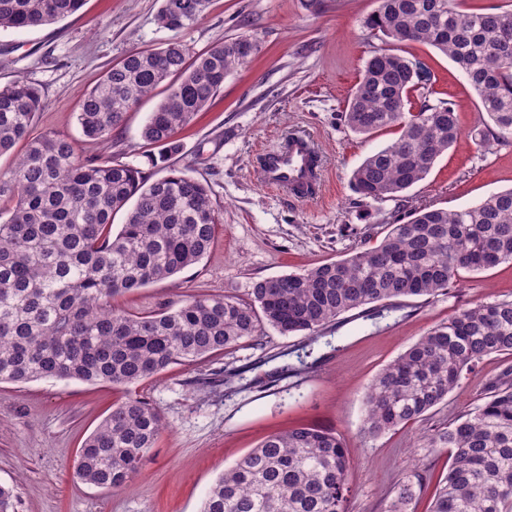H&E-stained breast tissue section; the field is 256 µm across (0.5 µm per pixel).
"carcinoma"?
I'll return each mask as SVG.
<instances>
[{
  "label": "carcinoma",
  "mask_w": 512,
  "mask_h": 512,
  "mask_svg": "<svg viewBox=\"0 0 512 512\" xmlns=\"http://www.w3.org/2000/svg\"><path fill=\"white\" fill-rule=\"evenodd\" d=\"M83 0H0L1 29H32L77 12ZM207 0H162L172 31L193 23ZM366 29L391 43H424L454 62L493 123L512 139V10L465 11L454 0H378ZM257 50L247 36L193 57L179 41L133 51L84 95V136L112 140L124 117L156 89L166 95L141 138L165 163L178 130L204 110L225 78ZM431 76L389 50L363 64L344 122L370 137L398 129L392 143L352 173L364 199H393L424 180L461 136L450 103L432 104ZM39 90L22 80L0 87V155L26 142L0 170V382L44 378L130 387L173 364L249 340L269 326L314 336L349 311L399 298L434 296L461 270L512 263V189L458 210L423 209L390 226L375 246L348 257L260 280L250 302L197 295L154 314L112 309L116 294L171 278L199 263L219 221L207 185L176 169L152 180L106 156H84L68 137H29ZM124 223L113 229L115 215ZM512 355V300L460 310L383 368L369 386L362 432L378 436L443 402L484 357ZM482 403L424 437L451 462L431 512H512V370ZM162 429L158 410L127 396L86 438L75 472L102 489L122 486ZM350 458L335 434L302 426L273 434L214 482L201 512H347ZM413 486L400 483L386 512H407Z\"/></svg>",
  "instance_id": "1"
}]
</instances>
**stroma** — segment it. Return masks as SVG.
I'll return each mask as SVG.
<instances>
[{"mask_svg":"<svg viewBox=\"0 0 512 512\" xmlns=\"http://www.w3.org/2000/svg\"><path fill=\"white\" fill-rule=\"evenodd\" d=\"M161 3L84 0L55 24L0 30V87L21 78L42 94L32 135L68 136L82 154L102 153L148 174L156 148L141 129L158 97L130 110L111 142L96 144L77 121L84 94L135 50L178 40L195 54L243 34L258 46L178 132L181 151L171 159L209 187L219 214L209 253L172 278L116 295V309L151 313L201 294L247 302L255 282L373 247L411 211L455 210L512 187V142L484 143L487 116L462 72L433 47L409 43L397 53L430 72L462 136L401 197L372 201L354 191L353 170L397 136L392 128L356 135L341 117L364 61L390 47L364 26L376 0H322L316 11L306 0H208L179 31L159 24ZM294 132L307 134L320 154L323 198L297 202L262 185L257 149L275 150ZM496 300H512V263L460 271L452 288L430 298L345 313L315 339L267 327L224 352L173 365L130 391L156 407L164 429L139 471L114 490L82 483L74 464L86 437L128 391L75 379L2 382L0 485L13 489L15 512H200L225 468L272 434L314 425L336 433L350 452L348 512H385L401 482L414 486L410 512H430L448 454L422 447V438L481 403L512 355L485 357L425 416L376 437L361 432L363 400L373 378L431 327Z\"/></svg>","mask_w":512,"mask_h":512,"instance_id":"35a3bbf8","label":"stroma"}]
</instances>
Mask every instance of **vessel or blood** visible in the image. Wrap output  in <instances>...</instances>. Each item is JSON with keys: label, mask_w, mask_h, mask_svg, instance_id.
I'll use <instances>...</instances> for the list:
<instances>
[{"label": "vessel or blood", "mask_w": 512, "mask_h": 512, "mask_svg": "<svg viewBox=\"0 0 512 512\" xmlns=\"http://www.w3.org/2000/svg\"><path fill=\"white\" fill-rule=\"evenodd\" d=\"M263 184L278 192L308 201L322 194V171L311 152L309 138L291 135L287 145L278 152L258 155Z\"/></svg>", "instance_id": "vessel-or-blood-1"}]
</instances>
